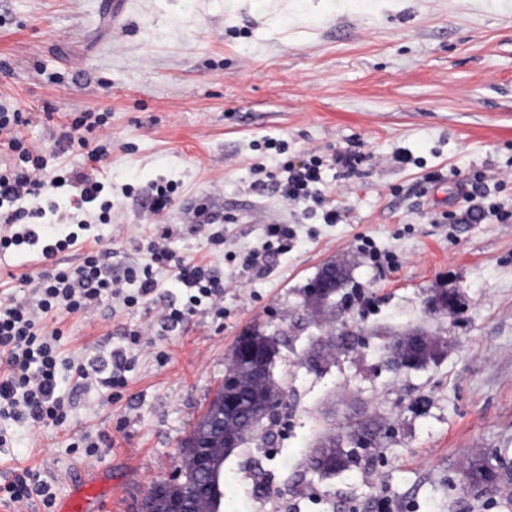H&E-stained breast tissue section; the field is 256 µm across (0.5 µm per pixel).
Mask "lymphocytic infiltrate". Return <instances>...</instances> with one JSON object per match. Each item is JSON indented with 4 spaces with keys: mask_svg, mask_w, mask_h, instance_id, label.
Returning <instances> with one entry per match:
<instances>
[{
    "mask_svg": "<svg viewBox=\"0 0 512 512\" xmlns=\"http://www.w3.org/2000/svg\"><path fill=\"white\" fill-rule=\"evenodd\" d=\"M107 117L102 113L82 112L76 115L68 131L55 139L53 153L73 146L86 148L89 162L101 163L112 142L102 128ZM24 118L19 110L0 105V152L7 157L0 166V253L39 247L42 268L21 275L25 296H12L0 302V419L9 418L31 426L61 424L67 402L61 388L63 371H70L77 384L96 382L106 390L124 388L128 352L112 351L108 368L94 362L71 363L61 359L57 350L63 337L61 329L46 330L43 321H61L69 315H87L101 304L122 298L132 307L154 300L163 282L161 273L172 274L183 294L179 305H167L159 318L161 327H174L197 313L202 305H218L224 293V277L215 267L201 262L184 261L170 245L172 232L162 228L150 239L143 262L126 265L121 275L112 272V250L100 246L89 250L73 267L62 266L57 256L72 248L77 232L61 235L41 219L46 212L36 208L26 211L22 201L48 195L51 189L66 183L79 185L80 192L71 202L73 210L81 211L99 204L100 223L111 221L112 203L102 200L104 183L93 167L89 170L59 169L47 176L45 156L32 153L16 133ZM324 180V162L312 154L301 162L284 160L277 171L266 173L265 183L283 200L292 203L313 202L322 207V221L338 223V207L323 202L317 190ZM461 192L473 207L468 215L479 221L493 216L504 220L511 213L503 203L492 200L481 175L465 178ZM135 285L132 294L124 293V285ZM0 495L15 503L41 498L44 506H53L55 497L39 472L22 470L14 481L0 488Z\"/></svg>",
    "mask_w": 512,
    "mask_h": 512,
    "instance_id": "f902f5d3",
    "label": "lymphocytic infiltrate"
}]
</instances>
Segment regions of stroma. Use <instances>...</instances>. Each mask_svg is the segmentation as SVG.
<instances>
[{
    "label": "stroma",
    "instance_id": "obj_1",
    "mask_svg": "<svg viewBox=\"0 0 512 512\" xmlns=\"http://www.w3.org/2000/svg\"><path fill=\"white\" fill-rule=\"evenodd\" d=\"M0 0V101L23 112L35 151L77 112H104L112 141L104 174L112 221L83 212L77 265L87 243L112 244L113 267L142 261L157 224L178 255L224 272L223 316L201 311L177 330L131 350L127 387L109 401L64 378L72 405L62 425L0 420V484L36 468L56 499L74 475L99 470L106 512H136L158 481L175 477L181 444L224 377L239 334L257 323L286 328L298 290L326 262L356 285L350 310L372 333L315 371L307 334L280 348L274 374L288 415L224 461V502L237 512H512L502 494L473 496L464 471L474 456L512 465V220L454 224L462 178L481 174L512 208V0ZM275 140L277 153L266 146ZM361 147L357 173L331 169L323 194L342 210L322 223L306 206L255 185L254 167ZM408 153L411 163L398 159ZM176 185L171 208L151 214L157 181ZM206 204L222 222L217 245L196 231ZM270 224H291L287 253L267 268L240 256L263 250ZM455 293V313L429 310ZM156 302L115 298L64 319L62 356L100 361L125 346V329L153 328ZM418 330L444 339L418 370L394 367L375 332ZM380 425L358 467L305 471L307 448L325 433ZM97 455L85 454L88 443ZM265 468L271 494L251 479Z\"/></svg>",
    "mask_w": 512,
    "mask_h": 512
}]
</instances>
